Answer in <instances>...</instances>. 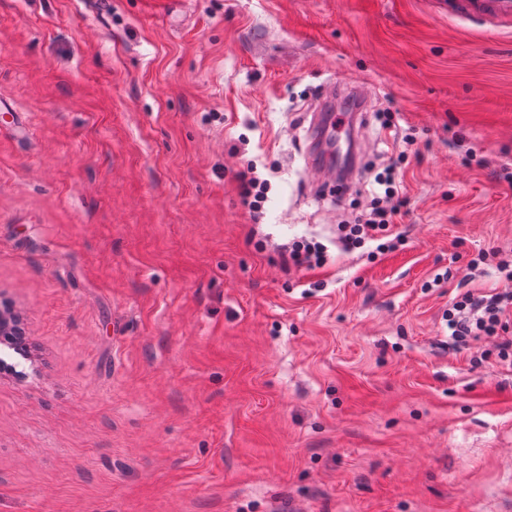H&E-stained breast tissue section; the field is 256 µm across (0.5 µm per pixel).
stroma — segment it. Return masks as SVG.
Instances as JSON below:
<instances>
[{
  "label": "stroma",
  "instance_id": "obj_1",
  "mask_svg": "<svg viewBox=\"0 0 512 512\" xmlns=\"http://www.w3.org/2000/svg\"><path fill=\"white\" fill-rule=\"evenodd\" d=\"M361 103L347 191L304 114ZM0 512H512V21L466 0H0ZM412 128L388 254L331 248ZM270 175L259 218L234 174ZM307 237L325 266L287 267ZM479 265L471 260L477 253ZM483 356L473 366L474 356ZM501 255L498 267L504 288L469 289L459 294L444 314V332L456 346L485 343L497 351L501 362L512 365V338L500 334L512 318V255Z\"/></svg>",
  "mask_w": 512,
  "mask_h": 512
}]
</instances>
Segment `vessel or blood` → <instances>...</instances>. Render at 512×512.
Masks as SVG:
<instances>
[{"instance_id":"vessel-or-blood-1","label":"vessel or blood","mask_w":512,"mask_h":512,"mask_svg":"<svg viewBox=\"0 0 512 512\" xmlns=\"http://www.w3.org/2000/svg\"><path fill=\"white\" fill-rule=\"evenodd\" d=\"M469 12L473 17L481 18L489 14H501L512 17V0H469ZM322 110L314 114L312 130L314 140L319 149L313 152L308 163L319 180L335 183L336 172L346 156L345 151L336 150L335 142L341 130L335 127L330 113L336 103V87L329 84L323 86L320 95Z\"/></svg>"}]
</instances>
